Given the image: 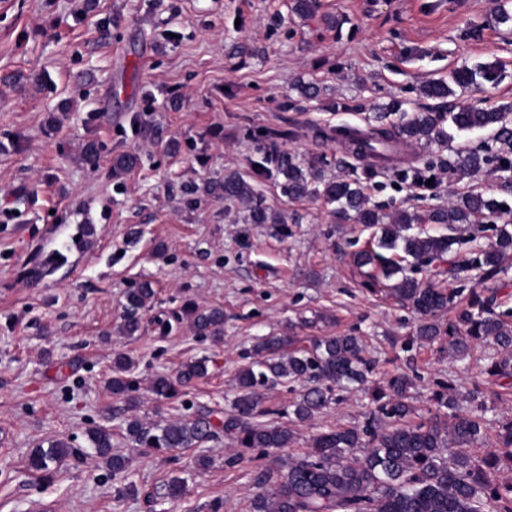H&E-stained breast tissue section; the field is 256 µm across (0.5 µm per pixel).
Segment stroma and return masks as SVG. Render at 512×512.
<instances>
[{"mask_svg": "<svg viewBox=\"0 0 512 512\" xmlns=\"http://www.w3.org/2000/svg\"><path fill=\"white\" fill-rule=\"evenodd\" d=\"M501 5L512 11V0H320L318 16L304 18L293 0H0V512L37 503L54 512H212L218 499L224 512H249L256 464L227 466L230 440L162 459L136 447L125 422L231 411L236 371L265 336H360L374 381L401 369L418 375L412 404L421 413L432 381L454 377L464 393L481 380L489 347L475 346L463 370L447 337L417 340L420 315L369 293L351 264L368 232L334 221L321 202L289 199L276 175L255 176L261 144L244 130L283 131L281 150L327 157L333 174L342 150L316 139V129L367 126L393 97L416 108L420 85L453 68L499 63L490 102L512 104V29L484 23ZM325 14L342 28H326ZM468 23L479 37H462ZM242 44L251 54L237 53ZM301 80L317 82L321 98L302 99ZM336 99L351 111L329 110ZM88 140L99 147L93 163L81 153ZM128 151L141 166L114 174L113 156ZM234 170L290 229L246 223L244 206L207 194L208 182ZM497 184L484 171L412 187L390 169L366 193L394 209ZM85 226L92 246L73 247ZM51 257L52 274L28 277ZM145 280L153 302L139 332L122 335L125 295ZM188 300L223 307L222 341L180 320ZM120 354L133 361L132 405L108 387ZM198 359L208 374L179 398L151 392L155 377ZM365 402L353 388L297 424L291 454L305 452L317 431L362 423ZM103 427L129 459L124 481L88 449L89 430ZM58 439L77 453L46 480L27 457ZM201 454L212 463L198 470ZM174 476L187 488L172 504L162 493Z\"/></svg>", "mask_w": 512, "mask_h": 512, "instance_id": "1", "label": "stroma"}]
</instances>
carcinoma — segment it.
I'll return each mask as SVG.
<instances>
[{"label":"carcinoma","instance_id":"cac0c4a2","mask_svg":"<svg viewBox=\"0 0 512 512\" xmlns=\"http://www.w3.org/2000/svg\"><path fill=\"white\" fill-rule=\"evenodd\" d=\"M497 65H463L448 72L446 79H433L420 86V93L436 101L429 110H408L406 101L393 99L378 107L376 123L366 129L343 126L321 129L317 137L340 141L346 153L362 163L348 164L334 176H326L324 158L308 162L279 149L278 130L249 135L261 138L266 146L261 161L255 164L259 175L274 172L282 178V188L293 200L317 199L329 207L332 217L351 221L373 230V245L352 255L353 265L365 272L367 285L384 284L383 292L411 306L423 318L417 336L433 342L448 336V347L455 360L463 362L474 346L488 342L496 353L483 370L486 382L512 389V308L495 311V295L486 289L467 290L448 287L444 274L456 276L477 269L480 281L495 278L501 262L512 251V233L503 228L497 239L475 255L454 248L459 238L458 225L478 224L488 217L512 215L502 210L504 201L483 189L435 203L419 212L399 207L388 213L372 205L365 193L364 181L409 151L437 144L450 153L428 158L424 167L398 171L401 180L426 183L424 173L437 170L471 176L486 166L499 173L500 188L512 192V107H483L455 99L457 94L482 90V82L494 80ZM457 132L490 129L492 144L483 149L449 148ZM140 155L122 152L112 158L116 173L134 170ZM229 204L240 203L248 209L250 224H283L285 219L264 207L253 185L236 171L224 174V180L210 188ZM414 224H441L448 233L411 235ZM399 251L401 260L382 251ZM442 266L437 278L422 283L405 274L400 261ZM155 291L145 281L126 295L125 315L120 330L133 336L140 330L138 313L154 298ZM456 310L447 327L437 316ZM182 317L199 336L216 340L224 335V310L202 307L193 301L184 304ZM361 338L350 333L317 337L308 346L296 336H266L253 348L236 381L239 394L233 411L219 422L212 411L203 408L187 421L148 426L138 419L126 424V432L139 448L156 455L176 449L199 448L218 433L236 446V454L226 464L234 466L248 458L252 461L279 457L296 435V423L306 422L341 400L340 392L353 385L368 395L367 410L360 425L342 426L311 436L310 448L299 458L288 460L286 470L260 467L251 500V512H512V419L501 421L492 448L481 454L466 452L484 443L483 418L486 411L482 383L476 382L466 399L473 403L461 410L454 381L436 380L430 391L427 414L415 416L410 404L414 376L396 372L381 384L368 385L372 363L363 356ZM130 369L127 357L113 361L109 388L113 395L133 403L135 384L126 377ZM207 375L203 360L187 362L175 376H161L152 384V392L161 399H174L181 388ZM285 382H303L305 391L293 402L294 418L268 423L257 420L266 414L260 408L261 390ZM97 457L112 471V478L123 479L128 468L126 456L112 452V433L98 428L91 434ZM73 449L65 440H56L48 449L37 447L29 456L31 470L47 477L53 467L70 456ZM511 476H500L502 466ZM186 479L174 476L165 484L163 498L174 503L185 488Z\"/></svg>","mask_w":512,"mask_h":512}]
</instances>
